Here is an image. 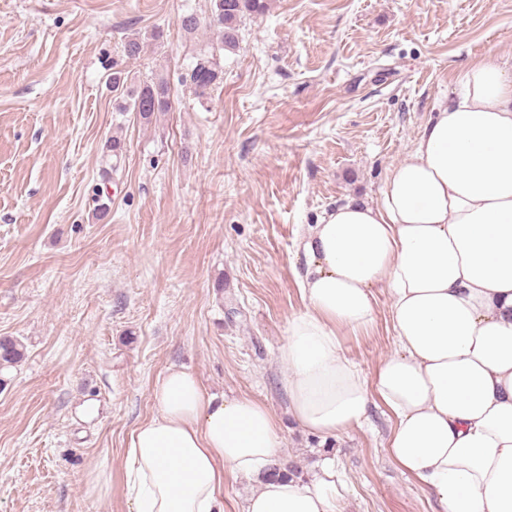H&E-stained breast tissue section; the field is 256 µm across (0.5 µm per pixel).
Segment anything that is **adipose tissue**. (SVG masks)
Masks as SVG:
<instances>
[{
    "label": "adipose tissue",
    "instance_id": "adipose-tissue-1",
    "mask_svg": "<svg viewBox=\"0 0 512 512\" xmlns=\"http://www.w3.org/2000/svg\"><path fill=\"white\" fill-rule=\"evenodd\" d=\"M300 248L305 307L280 353L290 416L326 438L383 407L390 457L437 512H512V73L468 63L382 200L326 212ZM383 281L396 348L369 378L339 332L372 325ZM152 400L126 450L131 512H224L228 473L257 483L240 512H341L347 483L333 461L304 480L275 474L281 442L265 404L217 399L177 366Z\"/></svg>",
    "mask_w": 512,
    "mask_h": 512
}]
</instances>
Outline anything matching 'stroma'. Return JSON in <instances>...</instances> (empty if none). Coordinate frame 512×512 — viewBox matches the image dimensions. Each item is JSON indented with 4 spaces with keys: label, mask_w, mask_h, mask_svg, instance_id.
Masks as SVG:
<instances>
[{
    "label": "stroma",
    "mask_w": 512,
    "mask_h": 512,
    "mask_svg": "<svg viewBox=\"0 0 512 512\" xmlns=\"http://www.w3.org/2000/svg\"><path fill=\"white\" fill-rule=\"evenodd\" d=\"M212 0H0V337L23 360L0 372V512H130L125 452L154 412L168 367L208 393L265 403L278 456L298 477L323 458L344 473L342 512H436L387 451L384 409L333 438L288 414L278 361L304 308L299 241L345 201L381 200L467 62L512 61V0H273L246 17L235 50L184 14ZM143 50L170 112L120 114L102 66ZM217 48L224 79L206 100L180 81ZM121 135L112 178L103 152ZM104 183L110 213L92 217ZM373 325L342 331L365 375L396 347L386 284ZM110 478L91 496L88 476Z\"/></svg>",
    "instance_id": "obj_1"
}]
</instances>
